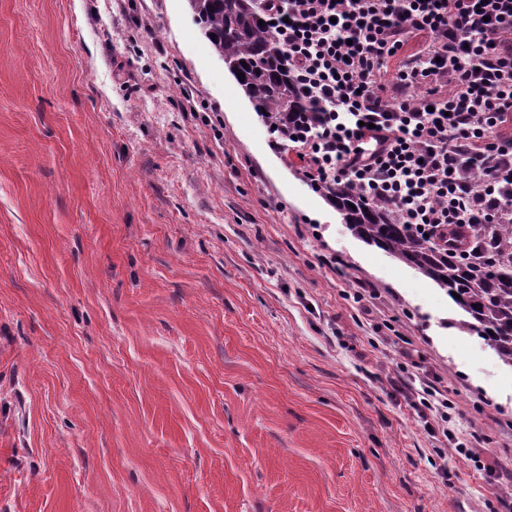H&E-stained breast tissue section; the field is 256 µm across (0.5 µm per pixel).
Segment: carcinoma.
I'll return each mask as SVG.
<instances>
[{
  "label": "carcinoma",
  "instance_id": "1",
  "mask_svg": "<svg viewBox=\"0 0 512 512\" xmlns=\"http://www.w3.org/2000/svg\"><path fill=\"white\" fill-rule=\"evenodd\" d=\"M195 21L261 118L283 140L314 129L323 108L301 87L288 53L264 19L258 0H187ZM348 229L413 268L465 313L456 327L482 338L512 367V219L471 225L456 235L443 228L423 234L345 181L316 186Z\"/></svg>",
  "mask_w": 512,
  "mask_h": 512
}]
</instances>
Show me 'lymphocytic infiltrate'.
I'll return each mask as SVG.
<instances>
[{
  "instance_id": "1",
  "label": "lymphocytic infiltrate",
  "mask_w": 512,
  "mask_h": 512,
  "mask_svg": "<svg viewBox=\"0 0 512 512\" xmlns=\"http://www.w3.org/2000/svg\"><path fill=\"white\" fill-rule=\"evenodd\" d=\"M301 86L325 107L316 133L291 142L314 184L343 179L430 230L512 214V0H263ZM426 45L397 75L405 43ZM447 84L444 96L409 91ZM479 170L480 185L470 174ZM425 41L424 37H416L410 39L407 44L404 46L401 53L391 60L387 64V73L385 74V80L389 87V93L394 97L398 98L399 94H397L396 90V77L398 73V69L402 62L407 60L410 56L418 53L422 47L423 42Z\"/></svg>"
}]
</instances>
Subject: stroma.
<instances>
[{
	"mask_svg": "<svg viewBox=\"0 0 512 512\" xmlns=\"http://www.w3.org/2000/svg\"><path fill=\"white\" fill-rule=\"evenodd\" d=\"M462 316L285 160L187 0H0V512H512V368ZM416 399L414 405L421 410H428L432 415L442 423H448L451 420V414L448 409V398L437 396V391L427 382L421 380V390L415 391Z\"/></svg>",
	"mask_w": 512,
	"mask_h": 512,
	"instance_id": "stroma-1",
	"label": "stroma"
}]
</instances>
